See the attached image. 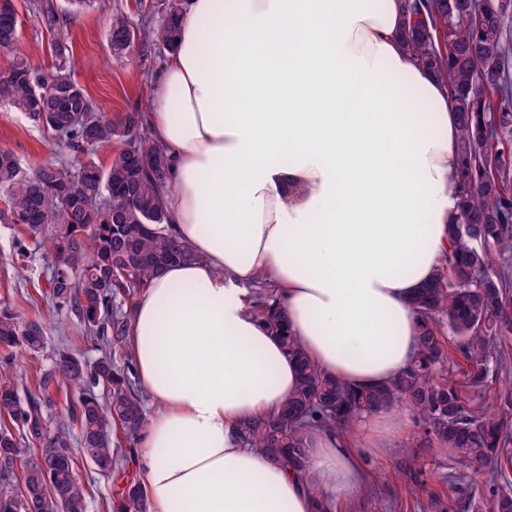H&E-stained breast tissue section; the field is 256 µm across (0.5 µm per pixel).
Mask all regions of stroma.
Segmentation results:
<instances>
[{"label":"stroma","mask_w":512,"mask_h":512,"mask_svg":"<svg viewBox=\"0 0 512 512\" xmlns=\"http://www.w3.org/2000/svg\"><path fill=\"white\" fill-rule=\"evenodd\" d=\"M128 0H97L95 8L74 16L69 21L73 54L76 60L75 79L108 114L127 112L137 108L150 110L151 96L158 79L137 54L117 59L110 55L107 32L108 18L114 5H126ZM21 19L19 41L15 51H0V71L11 67L16 57L26 58L33 67H45L51 62L49 47L52 35L27 7V0H15ZM11 150L22 169L34 171L48 161L64 157L52 135L33 123L24 113L0 102V148ZM25 252V275H18V252ZM52 272V255L42 239L18 234L14 225L0 222V312H19L30 318L44 320L46 342L43 350L32 354L14 350L17 373L24 389L35 387L39 374L52 367L57 351L70 349L78 357L94 360L99 351L96 340L81 337L80 322L72 312L52 314L47 281ZM416 451L430 471L427 489L441 507H452L456 498L466 490L471 480L463 476L447 481L449 462L434 442L418 445ZM337 512H421L422 501L404 496L402 507H394L384 495L369 496L359 492L334 497Z\"/></svg>","instance_id":"stroma-1"}]
</instances>
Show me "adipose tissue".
I'll return each mask as SVG.
<instances>
[{"label":"adipose tissue","instance_id":"ef3b65f1","mask_svg":"<svg viewBox=\"0 0 512 512\" xmlns=\"http://www.w3.org/2000/svg\"><path fill=\"white\" fill-rule=\"evenodd\" d=\"M401 0H186L149 122L170 155L172 231L195 261L154 273L129 350L152 406L150 512H313L349 495L362 451L399 444L394 410L314 434L304 475L241 447L273 416L293 360L250 307L274 288L289 330L353 387L416 353L411 296L448 251L458 114L399 40Z\"/></svg>","mask_w":512,"mask_h":512}]
</instances>
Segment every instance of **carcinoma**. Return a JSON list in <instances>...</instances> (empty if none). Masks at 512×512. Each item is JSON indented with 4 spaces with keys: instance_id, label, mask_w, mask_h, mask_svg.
I'll use <instances>...</instances> for the list:
<instances>
[{
    "instance_id": "cac0c4a2",
    "label": "carcinoma",
    "mask_w": 512,
    "mask_h": 512,
    "mask_svg": "<svg viewBox=\"0 0 512 512\" xmlns=\"http://www.w3.org/2000/svg\"><path fill=\"white\" fill-rule=\"evenodd\" d=\"M185 0H138V20L121 5L109 18L108 43L121 58L138 49L156 64L151 34L174 51ZM29 10L53 33L49 70L18 59L0 72V101H7L68 148L67 162L50 161L24 172L11 151L0 149V221L43 235L54 255L50 296L73 311L98 342L92 363L61 350L38 390L21 396L8 366L0 368V512L25 497L33 512H85L78 478L82 463L101 475L124 478L103 512H146L143 488L125 478L122 443L137 442L147 415L131 380L133 362L113 358L130 332L128 303L151 276L195 258L173 235L163 197L171 190L165 147L146 136L144 112L101 111L72 76L68 15L56 0H28ZM405 49L441 81L459 116L453 179L460 198L451 223L453 246L433 280L418 289L417 355L389 383L355 389L322 371L284 321L274 289L261 281L253 308L298 367L295 391L273 417L243 422L241 443L286 469L307 466L313 429L350 435L364 415L395 407L413 412L419 434L432 439L461 467L492 465L486 489L490 512H512V382L482 404L477 389L491 373L512 372V358L496 350L512 338V0H402ZM159 28H153L155 19ZM14 0H0V51L18 42ZM120 144L108 164L94 149ZM452 334L463 362L449 350ZM45 324L18 313H0V347L39 352ZM102 388L106 396L96 393ZM71 396L66 418L78 428L79 455L69 428L51 426L53 392ZM427 474L408 455L396 479L414 494ZM483 494L467 490L463 512H481Z\"/></svg>"
}]
</instances>
